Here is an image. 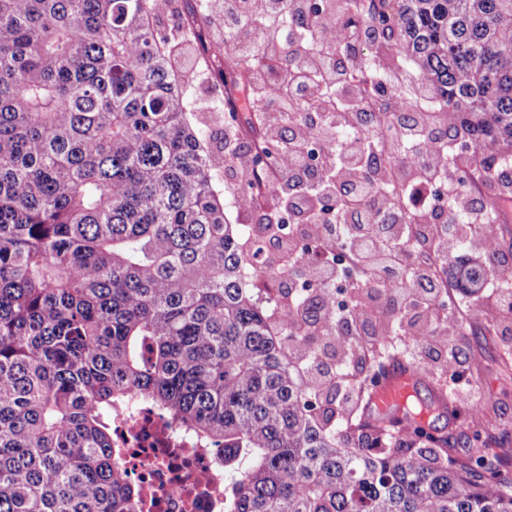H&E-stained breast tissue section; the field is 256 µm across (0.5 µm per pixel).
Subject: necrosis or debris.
I'll use <instances>...</instances> for the list:
<instances>
[{"mask_svg": "<svg viewBox=\"0 0 512 512\" xmlns=\"http://www.w3.org/2000/svg\"><path fill=\"white\" fill-rule=\"evenodd\" d=\"M112 436L128 450L126 475L143 489V512H224L219 449L199 446L141 399L113 417Z\"/></svg>", "mask_w": 512, "mask_h": 512, "instance_id": "4bbe7bcc", "label": "necrosis or debris"}]
</instances>
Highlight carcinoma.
Wrapping results in <instances>:
<instances>
[{"instance_id": "obj_1", "label": "carcinoma", "mask_w": 512, "mask_h": 512, "mask_svg": "<svg viewBox=\"0 0 512 512\" xmlns=\"http://www.w3.org/2000/svg\"><path fill=\"white\" fill-rule=\"evenodd\" d=\"M261 0H235L256 27ZM288 38L278 58L224 42V124L258 130L228 193L258 195L283 167L288 137L387 196L373 223L413 226L400 180L415 139L395 150L396 104L448 136V154L490 175L512 171V0H280ZM160 0H0V512H141V490L112 440V410L149 399L201 445L224 448V512H512V456L491 453L482 411L471 455L401 415L374 413L397 336L421 347L464 323L441 297L448 256L414 243L432 266L438 318L421 326L383 298L363 336L336 326V291L283 274L264 244L289 239L292 201L306 183L280 173L276 221L232 224L219 189L240 148H215L193 121L176 43L157 34ZM351 27L353 42L321 40ZM323 56L336 61L322 77ZM319 82L324 104L273 117L270 80ZM317 218L348 224L340 191ZM440 235L461 224L459 251L481 227L437 214ZM484 280L503 278L490 260ZM369 270L341 305L369 299ZM356 361L351 384L320 386L305 364L329 346ZM453 361L419 370L433 402Z\"/></svg>"}]
</instances>
